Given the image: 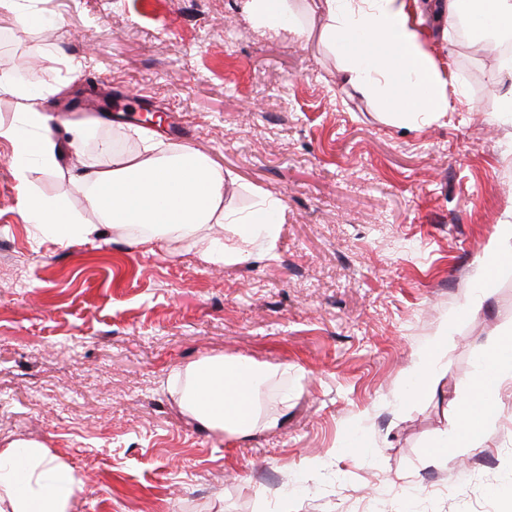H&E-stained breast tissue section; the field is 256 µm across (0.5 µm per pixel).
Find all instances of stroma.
I'll return each mask as SVG.
<instances>
[{
    "mask_svg": "<svg viewBox=\"0 0 512 512\" xmlns=\"http://www.w3.org/2000/svg\"><path fill=\"white\" fill-rule=\"evenodd\" d=\"M314 35H261L241 0H18L0 13V72L37 75L54 115L120 96L133 117L92 123L78 149L56 128L60 172L15 175L0 139V449L35 441L84 489L71 512H502L512 495V392L485 440L452 436L483 350L512 332V266L480 260L512 206V125L497 122L512 74L487 46L444 32L418 0L427 53L467 110L400 126L343 80L311 0ZM233 179L226 207L282 201L276 247L237 264L193 239L134 243L108 229L71 244L23 217L31 190L97 223L72 180L107 159L145 111ZM483 309L470 313L472 288ZM434 385L408 374L438 330ZM284 365L258 401L277 426L204 428L174 392L208 357Z\"/></svg>",
    "mask_w": 512,
    "mask_h": 512,
    "instance_id": "obj_1",
    "label": "stroma"
}]
</instances>
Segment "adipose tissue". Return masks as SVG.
I'll return each instance as SVG.
<instances>
[{
	"instance_id": "1",
	"label": "adipose tissue",
	"mask_w": 512,
	"mask_h": 512,
	"mask_svg": "<svg viewBox=\"0 0 512 512\" xmlns=\"http://www.w3.org/2000/svg\"><path fill=\"white\" fill-rule=\"evenodd\" d=\"M326 23L319 36L338 57L345 81L362 95L373 97L378 108L395 121L431 123L456 111L446 82L418 40V25L404 0H313ZM243 10L263 29L283 30L297 40L312 36L291 0H242ZM442 17L455 25L471 15L493 32L512 33V0H442ZM25 99L21 127L0 126L19 158H34L43 168L58 167L55 142L48 134L49 117L32 104L33 92L0 75V93ZM130 137L139 144L136 154L113 152L102 144L109 162L85 172L78 184L87 205L105 227L134 226L139 244H151L172 235L190 236L206 224H225L239 240L225 246L223 237H209L202 250L212 263L249 260L256 250L272 249L285 207L280 200L260 197L256 207L240 214L224 205V171L208 162L190 145L166 150L139 129ZM28 223L43 234L69 242L92 234L61 203L26 193L23 202ZM493 377L490 384L473 381L472 395L460 403L453 445L431 447L434 456L449 447L469 448L477 442L475 428L488 417L485 394L499 389L512 375V336H500L482 356ZM287 367L260 364L245 358L221 357L199 361L185 372L180 403L208 428L229 429L239 435L255 427L254 393ZM83 490L74 471L48 456L44 446L23 442L0 450V512H69Z\"/></svg>"
}]
</instances>
